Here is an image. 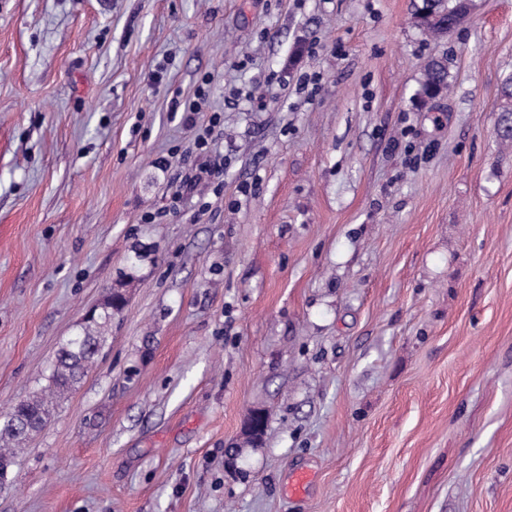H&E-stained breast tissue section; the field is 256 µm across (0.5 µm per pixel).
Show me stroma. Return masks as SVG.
Listing matches in <instances>:
<instances>
[{
  "mask_svg": "<svg viewBox=\"0 0 512 512\" xmlns=\"http://www.w3.org/2000/svg\"><path fill=\"white\" fill-rule=\"evenodd\" d=\"M419 3L0 0V419L127 295L0 512H512V0ZM450 2H453L450 4ZM472 1L463 2L460 0H434L428 4V8L437 13L441 14V19L438 22L435 23H428L426 25H419L424 30L428 31L429 33L433 34L436 37H439L440 35L445 33V29L441 25V23L444 21V19L447 17V15H444L447 11L448 14L458 12L460 10H471L472 8ZM448 89V73L445 65L431 61L425 69V79L418 91L419 98L429 96L433 91L445 92Z\"/></svg>",
  "mask_w": 512,
  "mask_h": 512,
  "instance_id": "1",
  "label": "stroma"
}]
</instances>
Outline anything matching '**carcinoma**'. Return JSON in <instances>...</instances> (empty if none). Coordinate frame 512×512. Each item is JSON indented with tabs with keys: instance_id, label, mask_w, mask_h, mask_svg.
<instances>
[{
	"instance_id": "cac0c4a2",
	"label": "carcinoma",
	"mask_w": 512,
	"mask_h": 512,
	"mask_svg": "<svg viewBox=\"0 0 512 512\" xmlns=\"http://www.w3.org/2000/svg\"><path fill=\"white\" fill-rule=\"evenodd\" d=\"M421 6L428 7L437 14L455 13L460 10H470L472 3L469 0H432L430 3H421ZM448 89V73L445 65L437 60L430 62L425 69V79L418 91V96L424 98L434 91L444 92ZM122 294H112L108 305L112 310L107 312L98 321H90L80 326L77 336L82 339L78 344L74 338L58 350L53 370L49 376L48 387L34 393L20 401V415L31 423H40V414L53 407L56 398L78 384L98 356L97 351L89 348L93 342L105 343L106 337L102 336L101 329L112 321V312H119L123 309L121 303ZM22 435L17 433L11 421L7 420L0 426V464L8 463L13 467L17 462L19 443Z\"/></svg>"
}]
</instances>
